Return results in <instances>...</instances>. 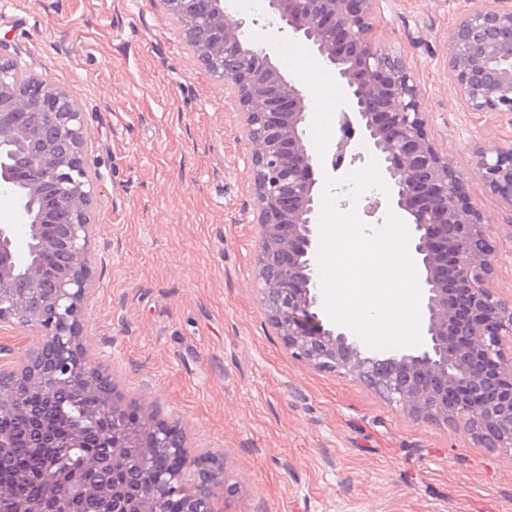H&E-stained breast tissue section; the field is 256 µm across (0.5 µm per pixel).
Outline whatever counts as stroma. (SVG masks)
<instances>
[{"instance_id": "obj_1", "label": "stroma", "mask_w": 512, "mask_h": 512, "mask_svg": "<svg viewBox=\"0 0 512 512\" xmlns=\"http://www.w3.org/2000/svg\"><path fill=\"white\" fill-rule=\"evenodd\" d=\"M512 0H375L377 44L401 56L440 153L497 249L512 295V208L476 156L512 144V112L474 111L448 72V38L477 7ZM0 39L79 100L96 176L104 264L82 333L126 396L180 419L195 454H220L218 512H512V458L423 425L347 378L290 362L258 303L246 143L229 81L203 71L154 0H0ZM307 138L341 97L324 64H288ZM234 492H225V484Z\"/></svg>"}]
</instances>
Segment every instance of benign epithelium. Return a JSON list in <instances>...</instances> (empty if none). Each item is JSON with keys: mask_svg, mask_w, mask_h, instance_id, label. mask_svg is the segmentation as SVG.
<instances>
[{"mask_svg": "<svg viewBox=\"0 0 512 512\" xmlns=\"http://www.w3.org/2000/svg\"><path fill=\"white\" fill-rule=\"evenodd\" d=\"M181 39L213 75L230 79L250 158L254 196V266L260 306L288 359L349 378L415 421L449 424L484 448L512 456V296L493 288L497 251L458 173L437 150L420 111L419 90L402 59L372 38L374 0H265L263 30L301 40L336 74L342 88L336 123L342 136L318 157L305 138L309 110L302 85L286 78L266 48L245 36L224 0H160ZM512 8L465 13L448 41V68L475 111L512 112ZM362 143L390 188L369 199L366 213L392 209L405 218L422 290L424 346L386 358L319 315L317 212L324 174L360 154ZM77 99L54 88L0 39V192L17 204L16 227L0 226V328L26 327L34 339L0 358V415L26 409L11 381L25 376L69 421L68 433L45 427L36 444L59 449L38 483L51 500L14 496L0 485V512H215L211 472L191 484L180 472L151 465L154 457L191 455L185 432L138 409L97 372L82 317L95 281L92 211L95 182ZM484 183L512 207V145L481 152ZM61 273L49 274V264ZM87 353L76 362L71 353ZM98 397L77 414L56 392ZM112 421L105 443L87 448L90 424ZM79 449L77 462L69 460ZM129 473V483L92 485L86 474Z\"/></svg>", "mask_w": 512, "mask_h": 512, "instance_id": "obj_1", "label": "benign epithelium"}]
</instances>
